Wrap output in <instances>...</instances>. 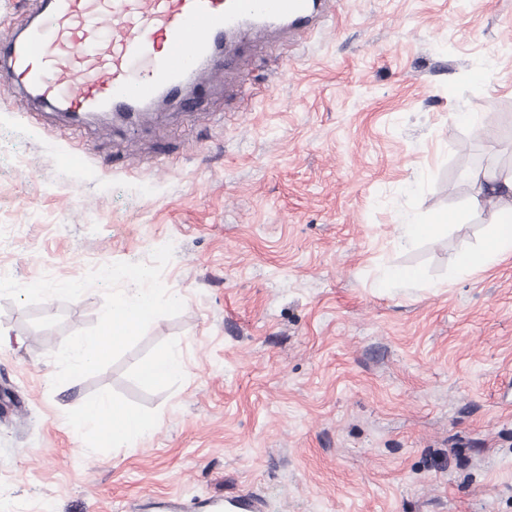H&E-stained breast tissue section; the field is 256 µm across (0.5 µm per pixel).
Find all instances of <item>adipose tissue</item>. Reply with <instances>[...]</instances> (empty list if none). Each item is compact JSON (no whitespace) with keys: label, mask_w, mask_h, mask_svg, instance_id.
<instances>
[{"label":"adipose tissue","mask_w":512,"mask_h":512,"mask_svg":"<svg viewBox=\"0 0 512 512\" xmlns=\"http://www.w3.org/2000/svg\"><path fill=\"white\" fill-rule=\"evenodd\" d=\"M472 180L474 194L467 208L449 215H436L428 224H401L397 227L400 240L410 243L439 233L447 223L468 222L471 213L484 211L489 197H496L498 209L490 241L484 249L465 252L458 257L456 269L462 274L490 269L501 256L512 252V175L505 177L497 171L486 170L474 173ZM71 422L94 430L115 448L137 447L155 431V424L150 418L108 397L84 405L73 415Z\"/></svg>","instance_id":"1"}]
</instances>
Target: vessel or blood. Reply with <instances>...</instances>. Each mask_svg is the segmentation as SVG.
<instances>
[{"label":"vessel or blood","instance_id":"vessel-or-blood-1","mask_svg":"<svg viewBox=\"0 0 512 512\" xmlns=\"http://www.w3.org/2000/svg\"><path fill=\"white\" fill-rule=\"evenodd\" d=\"M337 0H39L22 34L0 37V94L79 120L129 121L168 100L186 112L202 74L240 70L246 47H279L333 21Z\"/></svg>","mask_w":512,"mask_h":512}]
</instances>
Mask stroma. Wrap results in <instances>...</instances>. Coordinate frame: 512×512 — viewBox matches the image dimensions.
<instances>
[{
  "instance_id": "obj_1",
  "label": "stroma",
  "mask_w": 512,
  "mask_h": 512,
  "mask_svg": "<svg viewBox=\"0 0 512 512\" xmlns=\"http://www.w3.org/2000/svg\"><path fill=\"white\" fill-rule=\"evenodd\" d=\"M506 115L512 0H342L195 112L170 103L133 125L76 128L0 98V266L75 280L170 243L164 284L184 302L55 387L52 355L96 323L103 288L0 297V512H162L204 494L265 512H512V256L457 274L485 212L397 240L466 207L464 152L512 155ZM394 268L423 281L378 288ZM170 350L182 376L145 382ZM104 395L153 436L113 448L76 430Z\"/></svg>"
}]
</instances>
